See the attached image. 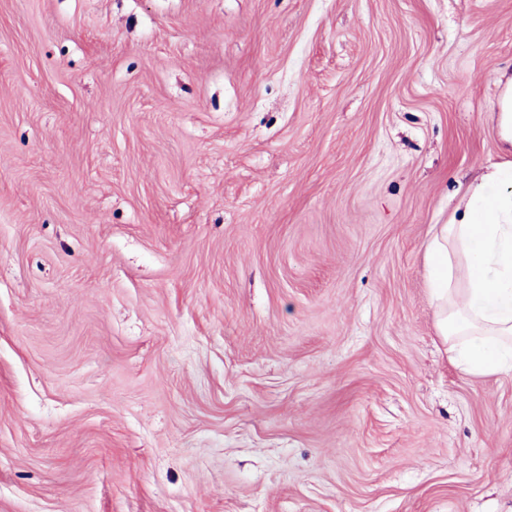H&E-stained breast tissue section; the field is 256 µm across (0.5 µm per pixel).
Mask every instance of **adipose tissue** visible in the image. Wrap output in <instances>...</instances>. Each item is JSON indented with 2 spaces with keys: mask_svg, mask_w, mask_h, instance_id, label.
I'll return each mask as SVG.
<instances>
[{
  "mask_svg": "<svg viewBox=\"0 0 512 512\" xmlns=\"http://www.w3.org/2000/svg\"><path fill=\"white\" fill-rule=\"evenodd\" d=\"M437 335L475 375L512 374V161L493 165L426 243Z\"/></svg>",
  "mask_w": 512,
  "mask_h": 512,
  "instance_id": "obj_1",
  "label": "adipose tissue"
}]
</instances>
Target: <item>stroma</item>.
<instances>
[{"label":"stroma","instance_id":"1","mask_svg":"<svg viewBox=\"0 0 512 512\" xmlns=\"http://www.w3.org/2000/svg\"><path fill=\"white\" fill-rule=\"evenodd\" d=\"M512 0H0V512H512V374L425 245Z\"/></svg>","mask_w":512,"mask_h":512}]
</instances>
